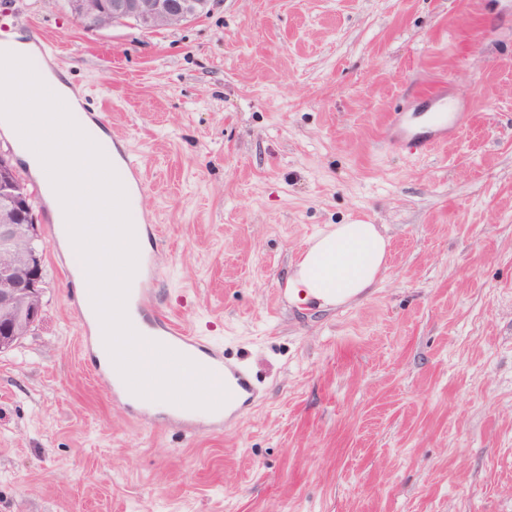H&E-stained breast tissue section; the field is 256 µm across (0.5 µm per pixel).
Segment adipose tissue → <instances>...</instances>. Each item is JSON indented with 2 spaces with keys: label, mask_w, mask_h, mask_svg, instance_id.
I'll return each mask as SVG.
<instances>
[{
  "label": "adipose tissue",
  "mask_w": 512,
  "mask_h": 512,
  "mask_svg": "<svg viewBox=\"0 0 512 512\" xmlns=\"http://www.w3.org/2000/svg\"><path fill=\"white\" fill-rule=\"evenodd\" d=\"M38 52L34 41L19 34L0 38V71L12 75L10 81L0 83V132L13 138V147L31 174L46 179V200L55 223L62 227L66 245H75L98 224L111 226V234L102 237L88 263L110 287L123 288L125 281L118 267L132 227L128 202L105 182L100 186L104 221L91 220L89 213L74 208L84 190L76 174L97 149L74 131L69 113L81 110L83 101L65 72L47 62L33 70L23 67L15 71V63ZM34 84L52 87L66 100L68 111L54 109L44 98L30 93ZM388 245L374 224H336L321 230L301 252L288 277L295 301L343 305L366 296L380 280Z\"/></svg>",
  "instance_id": "ef3b65f1"
}]
</instances>
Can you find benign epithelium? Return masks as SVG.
<instances>
[{
	"label": "benign epithelium",
	"mask_w": 512,
	"mask_h": 512,
	"mask_svg": "<svg viewBox=\"0 0 512 512\" xmlns=\"http://www.w3.org/2000/svg\"><path fill=\"white\" fill-rule=\"evenodd\" d=\"M214 0H74L75 15L96 31L130 22L142 30L181 26L210 12ZM41 238L37 216L25 203L10 159L0 156V352L21 343L42 314L44 253L30 243Z\"/></svg>",
	"instance_id": "obj_1"
}]
</instances>
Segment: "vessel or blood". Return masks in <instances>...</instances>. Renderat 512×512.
Wrapping results in <instances>:
<instances>
[{
    "label": "vessel or blood",
    "instance_id": "b4317fda",
    "mask_svg": "<svg viewBox=\"0 0 512 512\" xmlns=\"http://www.w3.org/2000/svg\"><path fill=\"white\" fill-rule=\"evenodd\" d=\"M112 179L132 193L141 191L144 185L136 159L119 143L112 150ZM123 266L128 273L126 287L114 291L84 286L75 291L77 314L81 321H95V336L104 334V317L117 312L132 338L128 345L108 346L104 360L96 367L108 381L113 400L140 411L150 409L151 379L142 367L143 361L149 359L166 368L192 363L203 368L206 380L224 382V390L216 394L210 410L214 429H222L226 404L253 400L250 376L228 365L221 350L156 313L151 254L127 251Z\"/></svg>",
    "mask_w": 512,
    "mask_h": 512
}]
</instances>
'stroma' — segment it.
Listing matches in <instances>:
<instances>
[{
  "mask_svg": "<svg viewBox=\"0 0 512 512\" xmlns=\"http://www.w3.org/2000/svg\"><path fill=\"white\" fill-rule=\"evenodd\" d=\"M7 22L128 138L159 310L259 393L218 434L112 403L37 201L0 512H512V0H217L156 32L0 0ZM415 131L445 143L410 153ZM356 223L389 239L377 287L293 302L310 236Z\"/></svg>",
  "mask_w": 512,
  "mask_h": 512,
  "instance_id": "stroma-1",
  "label": "stroma"
}]
</instances>
